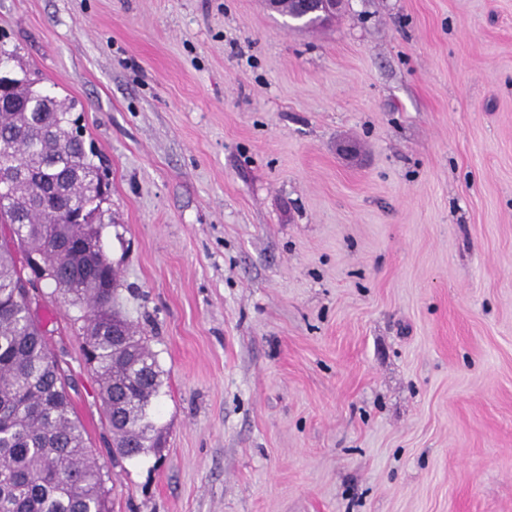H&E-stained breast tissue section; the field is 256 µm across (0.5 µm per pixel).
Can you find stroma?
<instances>
[{"label":"stroma","instance_id":"stroma-1","mask_svg":"<svg viewBox=\"0 0 512 512\" xmlns=\"http://www.w3.org/2000/svg\"><path fill=\"white\" fill-rule=\"evenodd\" d=\"M0 39L77 104L164 372L161 455L113 457L41 289L110 512H512V0H0ZM300 1V4L297 6L302 13V17L313 14L320 13L321 18L324 20H330L333 18L334 13L336 12V6L338 4V0H297ZM342 8V7H341ZM338 9L337 13L341 10ZM336 13V14H337Z\"/></svg>","mask_w":512,"mask_h":512}]
</instances>
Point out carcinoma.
Instances as JSON below:
<instances>
[{"mask_svg":"<svg viewBox=\"0 0 512 512\" xmlns=\"http://www.w3.org/2000/svg\"><path fill=\"white\" fill-rule=\"evenodd\" d=\"M72 106L23 77L4 88L0 107V512H107L100 467L66 390V374L39 323L29 316L15 240L55 259L44 282L69 296L84 320L114 447L132 459L163 448L153 404L163 371L138 326L118 306L104 247L89 264L68 253L87 236L67 216L104 223L100 168L71 118Z\"/></svg>","mask_w":512,"mask_h":512,"instance_id":"cac0c4a2","label":"carcinoma"}]
</instances>
